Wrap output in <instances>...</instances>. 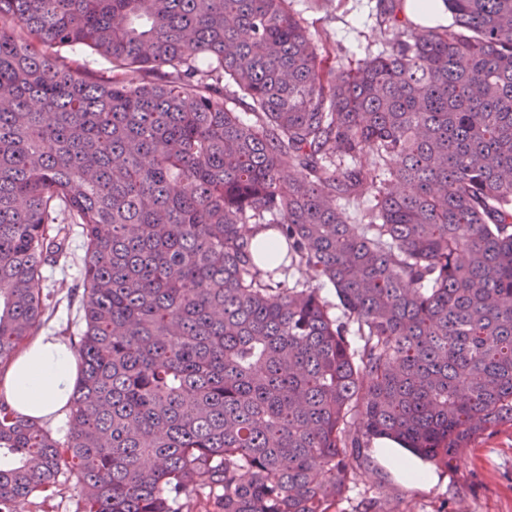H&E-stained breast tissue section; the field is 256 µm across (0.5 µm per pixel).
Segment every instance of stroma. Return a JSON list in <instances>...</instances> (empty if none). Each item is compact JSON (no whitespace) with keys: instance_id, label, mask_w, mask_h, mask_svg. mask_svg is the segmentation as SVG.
<instances>
[{"instance_id":"1","label":"stroma","mask_w":512,"mask_h":512,"mask_svg":"<svg viewBox=\"0 0 512 512\" xmlns=\"http://www.w3.org/2000/svg\"><path fill=\"white\" fill-rule=\"evenodd\" d=\"M390 0H294L292 8L329 63H357L387 50L380 29ZM86 246L79 227H72L63 254L44 266L38 283L48 295L52 314L45 323L67 343L77 341L81 328L80 280ZM365 467L331 512H355L372 498L387 499L392 512H512V426L504 425L478 437L453 467L434 469L433 482L411 485L380 459L375 445L365 450Z\"/></svg>"}]
</instances>
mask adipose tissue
Segmentation results:
<instances>
[{
    "instance_id": "1",
    "label": "adipose tissue",
    "mask_w": 512,
    "mask_h": 512,
    "mask_svg": "<svg viewBox=\"0 0 512 512\" xmlns=\"http://www.w3.org/2000/svg\"><path fill=\"white\" fill-rule=\"evenodd\" d=\"M77 371L74 350L40 332L0 368V401L25 417L56 423L69 407Z\"/></svg>"
}]
</instances>
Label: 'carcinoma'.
<instances>
[{
	"mask_svg": "<svg viewBox=\"0 0 512 512\" xmlns=\"http://www.w3.org/2000/svg\"><path fill=\"white\" fill-rule=\"evenodd\" d=\"M291 3L0 0V366L86 244L66 440L0 402V512H330L372 439L512 424V0L392 4L353 66ZM406 8L414 22L428 26L440 21L445 10L443 0H407ZM63 55L72 60L73 67L82 75H109L110 64L107 59L88 47L75 50L66 49L63 51ZM80 496L73 484L63 494L54 496L43 503V496L30 498L22 506V512H80Z\"/></svg>",
	"mask_w": 512,
	"mask_h": 512,
	"instance_id": "1",
	"label": "carcinoma"
}]
</instances>
